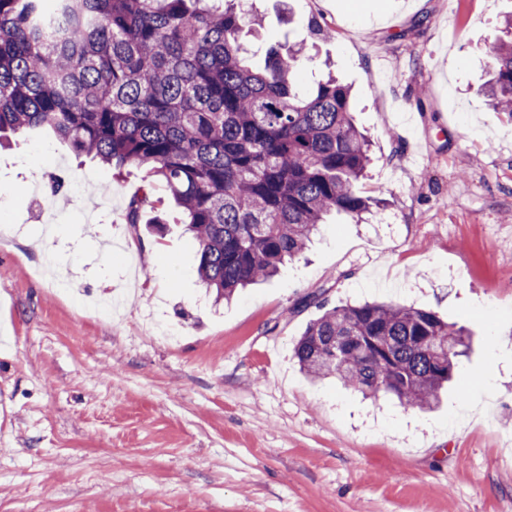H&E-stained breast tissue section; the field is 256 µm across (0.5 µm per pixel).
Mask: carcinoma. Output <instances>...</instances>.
<instances>
[{
  "mask_svg": "<svg viewBox=\"0 0 512 512\" xmlns=\"http://www.w3.org/2000/svg\"><path fill=\"white\" fill-rule=\"evenodd\" d=\"M258 25L244 0H0V138L49 130L118 172L150 167L182 209L206 291L230 300L300 259L330 214L370 209L350 87L330 75L302 92L301 48L251 68L240 36ZM504 33L485 93L512 113L511 17ZM154 204L131 199L126 223ZM467 348L432 310L365 302L324 311L294 357L312 379L427 410Z\"/></svg>",
  "mask_w": 512,
  "mask_h": 512,
  "instance_id": "cac0c4a2",
  "label": "carcinoma"
}]
</instances>
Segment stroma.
Returning <instances> with one entry per match:
<instances>
[{
	"mask_svg": "<svg viewBox=\"0 0 512 512\" xmlns=\"http://www.w3.org/2000/svg\"><path fill=\"white\" fill-rule=\"evenodd\" d=\"M252 67L351 86L378 205L215 303L147 168L0 145V512H512V114L480 92L512 0H247ZM67 176V199L48 173ZM111 185L108 197L100 186ZM153 187L141 222L129 201ZM68 289H58V280ZM393 300L466 327L440 406L310 382L324 309Z\"/></svg>",
	"mask_w": 512,
	"mask_h": 512,
	"instance_id": "stroma-1",
	"label": "stroma"
}]
</instances>
